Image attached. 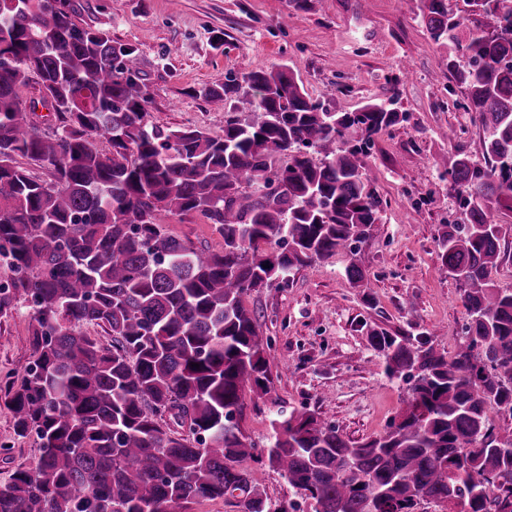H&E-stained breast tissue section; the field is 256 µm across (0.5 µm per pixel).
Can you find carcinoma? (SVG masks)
I'll list each match as a JSON object with an SVG mask.
<instances>
[{"label": "carcinoma", "mask_w": 512, "mask_h": 512, "mask_svg": "<svg viewBox=\"0 0 512 512\" xmlns=\"http://www.w3.org/2000/svg\"><path fill=\"white\" fill-rule=\"evenodd\" d=\"M414 2L482 132V161L459 148L446 159L460 217L435 238L467 322L450 354L367 331L384 374L406 383L380 435L351 444L310 410L274 424L268 462L313 512L512 507V286L495 281L512 262V224L497 220L512 212V0ZM4 54L0 317L21 299L32 310V361L6 393L15 435L35 437L40 456L0 481V512H189L217 499L296 512L270 508L245 466L242 395L268 391L270 345L244 297L373 237L366 157L406 113L384 101L336 112L281 65L196 90L224 106V134L164 129L135 50L78 25L68 0H0ZM31 74L40 97L28 102ZM38 103L58 121L50 132ZM166 213L202 214L224 250L169 234Z\"/></svg>", "instance_id": "obj_1"}]
</instances>
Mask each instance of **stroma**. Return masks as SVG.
I'll return each mask as SVG.
<instances>
[{"instance_id":"stroma-1","label":"stroma","mask_w":512,"mask_h":512,"mask_svg":"<svg viewBox=\"0 0 512 512\" xmlns=\"http://www.w3.org/2000/svg\"><path fill=\"white\" fill-rule=\"evenodd\" d=\"M78 25L135 48L152 95L151 119L164 128L224 131V111L195 91L259 68L285 64L307 94L339 112L392 100L407 121L376 135L367 162L381 200V222L354 252L294 271L287 283L245 298L269 338L268 393L245 390L239 419L246 441L266 447L272 422L307 408L346 440L382 433L405 385L389 380L367 344L369 328L422 334L452 352L467 321L457 285L442 271L434 238L459 217L441 161L452 145L481 160L474 126L448 93V48L434 43L409 0H72ZM169 233L221 251L224 240L198 214H166ZM368 274L352 285L349 263ZM27 304L0 318V384L20 380L32 359ZM39 458L17 437L0 395V480Z\"/></svg>"}]
</instances>
